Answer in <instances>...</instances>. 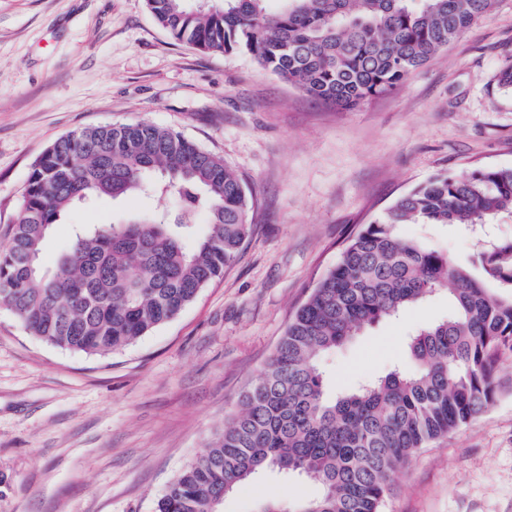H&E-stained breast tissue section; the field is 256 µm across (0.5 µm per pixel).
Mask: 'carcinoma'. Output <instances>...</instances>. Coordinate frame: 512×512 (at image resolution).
<instances>
[{
    "label": "carcinoma",
    "instance_id": "1",
    "mask_svg": "<svg viewBox=\"0 0 512 512\" xmlns=\"http://www.w3.org/2000/svg\"><path fill=\"white\" fill-rule=\"evenodd\" d=\"M175 40L242 53L304 93L350 108L403 84L479 21L495 0H144ZM151 187L182 213L142 214L74 234L54 269L51 228L77 204ZM207 232L194 247L193 216ZM512 215V167L439 175L353 235L297 309L257 381L154 512H223L224 497L266 468L322 487L288 512H382L414 452L473 421L497 398L496 366L512 353V240L477 252L474 268L401 235L403 224H489ZM9 246L0 305L44 342L107 356L172 320L224 274L251 234L241 178L224 158L149 122L88 127L34 162ZM446 292L450 314L408 337L410 365L334 396L320 361L369 327Z\"/></svg>",
    "mask_w": 512,
    "mask_h": 512
}]
</instances>
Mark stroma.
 I'll use <instances>...</instances> for the list:
<instances>
[{"mask_svg": "<svg viewBox=\"0 0 512 512\" xmlns=\"http://www.w3.org/2000/svg\"><path fill=\"white\" fill-rule=\"evenodd\" d=\"M512 0L395 90L342 109L308 97L244 54L171 38L144 0H0V249L33 162L75 130L140 120L221 155L242 179L254 226L223 278L175 318L107 357L30 336L0 305V512H154L174 477L224 427L296 309L342 248L400 196L439 175L512 167ZM177 215L174 195L100 197L54 225L45 265L81 224ZM401 233L470 264L512 237L485 227L406 224ZM437 296L323 358L337 392L382 374ZM476 420L420 449L383 512H512V358ZM319 484L267 470L224 498L256 512L272 497L311 500Z\"/></svg>", "mask_w": 512, "mask_h": 512, "instance_id": "stroma-1", "label": "stroma"}]
</instances>
